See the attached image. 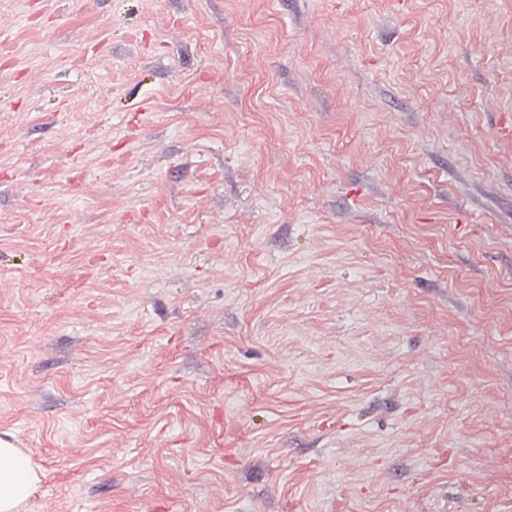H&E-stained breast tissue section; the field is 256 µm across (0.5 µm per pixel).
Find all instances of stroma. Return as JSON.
Masks as SVG:
<instances>
[{
  "instance_id": "35a3bbf8",
  "label": "stroma",
  "mask_w": 512,
  "mask_h": 512,
  "mask_svg": "<svg viewBox=\"0 0 512 512\" xmlns=\"http://www.w3.org/2000/svg\"><path fill=\"white\" fill-rule=\"evenodd\" d=\"M1 6L48 71L0 79L27 512H512V0Z\"/></svg>"
}]
</instances>
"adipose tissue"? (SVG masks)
<instances>
[{"instance_id":"1","label":"adipose tissue","mask_w":512,"mask_h":512,"mask_svg":"<svg viewBox=\"0 0 512 512\" xmlns=\"http://www.w3.org/2000/svg\"><path fill=\"white\" fill-rule=\"evenodd\" d=\"M40 480L30 457L0 438V512H22Z\"/></svg>"}]
</instances>
